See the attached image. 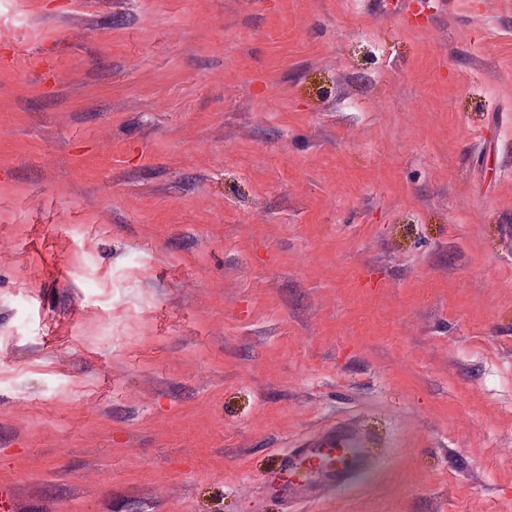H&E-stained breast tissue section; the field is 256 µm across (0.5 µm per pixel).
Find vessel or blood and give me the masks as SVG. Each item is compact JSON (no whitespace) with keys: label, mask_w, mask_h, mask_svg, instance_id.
<instances>
[{"label":"vessel or blood","mask_w":512,"mask_h":512,"mask_svg":"<svg viewBox=\"0 0 512 512\" xmlns=\"http://www.w3.org/2000/svg\"><path fill=\"white\" fill-rule=\"evenodd\" d=\"M369 442L357 430L329 428L292 451L277 471L285 496L294 497L317 487L348 486L373 463Z\"/></svg>","instance_id":"obj_1"}]
</instances>
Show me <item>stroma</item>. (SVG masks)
Listing matches in <instances>:
<instances>
[{
    "instance_id": "stroma-1",
    "label": "stroma",
    "mask_w": 512,
    "mask_h": 512,
    "mask_svg": "<svg viewBox=\"0 0 512 512\" xmlns=\"http://www.w3.org/2000/svg\"><path fill=\"white\" fill-rule=\"evenodd\" d=\"M0 512H512V0H0ZM372 444L357 430L331 427L296 448L284 459L275 474L281 478V491L294 497L317 486H348L361 471L370 467Z\"/></svg>"
}]
</instances>
